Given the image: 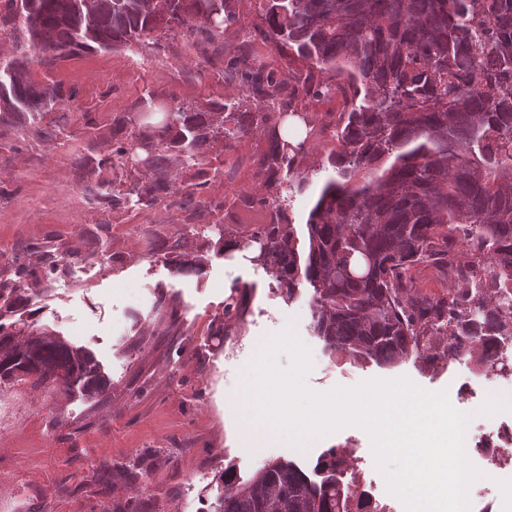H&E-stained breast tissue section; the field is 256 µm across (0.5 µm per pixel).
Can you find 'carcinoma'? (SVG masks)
<instances>
[{"label":"carcinoma","instance_id":"carcinoma-1","mask_svg":"<svg viewBox=\"0 0 512 512\" xmlns=\"http://www.w3.org/2000/svg\"><path fill=\"white\" fill-rule=\"evenodd\" d=\"M0 1V31H21L50 59L152 54L160 32L207 60L227 29L243 33L238 48L224 50L220 70L243 100L138 114L134 135L112 144V181L142 167L150 200L174 194L195 209L219 174L205 162L207 145L221 139L234 150L249 130L268 128L259 161L266 195L242 202L274 217L241 244L260 243L251 261L278 270L288 298L301 282L310 285L314 331L331 351L384 364L463 351L486 365L496 337L512 336L498 294L512 283V0H259L250 21L236 0ZM257 44L284 63L258 57ZM27 62L0 63V118L37 114L56 98L19 77ZM333 97L341 100L333 125L299 108ZM290 115L305 128L296 144L282 135ZM316 129L331 133L337 150L322 167L334 175L308 213L302 258L293 203L318 173L298 167ZM172 154L194 169L178 188L167 172ZM189 232L208 251L226 247L222 224ZM461 245L481 262L462 261ZM415 265L448 269L457 288L442 299L413 296ZM57 268L48 253L40 268L18 261L17 279L0 281V385L30 376L44 384L60 369L64 386L93 395L106 379L91 353L6 323L36 292L29 282ZM345 464L330 451L316 482L291 462L268 463L246 482L225 484L215 512H351L356 494L336 476Z\"/></svg>","mask_w":512,"mask_h":512}]
</instances>
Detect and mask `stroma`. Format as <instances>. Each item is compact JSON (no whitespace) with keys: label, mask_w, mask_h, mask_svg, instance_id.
<instances>
[{"label":"stroma","mask_w":512,"mask_h":512,"mask_svg":"<svg viewBox=\"0 0 512 512\" xmlns=\"http://www.w3.org/2000/svg\"><path fill=\"white\" fill-rule=\"evenodd\" d=\"M23 55L30 80L56 87L60 98L42 117L0 122V268L19 259L39 265L47 251L108 255L93 279L62 271L44 280L23 316L34 330L89 351L107 385L94 396L29 380L0 387V499L10 503L0 512H125L132 497L140 512H212L225 481L247 480L272 461L312 477L323 451L352 446L374 462L371 438L357 425L303 451L244 425L236 403L246 367L287 329L310 353L304 385L317 394L406 378L451 395L482 375L470 356L383 366L328 351L313 329L311 288L300 284L287 298L274 272L243 252L210 255L199 273L173 272L169 246L179 225L220 224L239 238L268 222L263 208L227 215L210 207L227 194H262L264 130L248 132L232 152L211 143L207 158L220 173L197 210L131 194L112 206V144L130 136L145 105L203 109L241 99L220 61L174 42L152 55L118 49L48 60L0 31V62ZM240 294L243 317L225 318V301ZM130 463L143 467L133 485L120 474Z\"/></svg>","instance_id":"stroma-1"}]
</instances>
